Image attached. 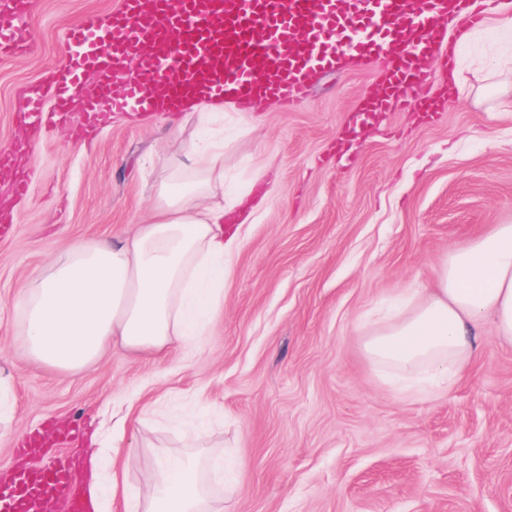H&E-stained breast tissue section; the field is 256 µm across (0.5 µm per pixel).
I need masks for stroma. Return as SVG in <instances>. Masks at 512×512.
I'll use <instances>...</instances> for the list:
<instances>
[{
    "label": "stroma",
    "mask_w": 512,
    "mask_h": 512,
    "mask_svg": "<svg viewBox=\"0 0 512 512\" xmlns=\"http://www.w3.org/2000/svg\"><path fill=\"white\" fill-rule=\"evenodd\" d=\"M121 0H33L29 54L0 59V151L23 149V200L0 201V368L13 412L0 419V475L35 430L80 420L84 438L49 449L93 457L95 432L127 415L117 469L147 500L158 457L198 459L224 512H512V344L485 322L480 354L451 386L383 380L362 326L432 280L453 245L512 224V57L483 31L460 41L461 92L443 111L382 113L342 137L380 84V64L316 75L306 105L224 110V187L264 198L224 286V319L191 355L115 350L77 376L29 363L12 298L72 241L146 219L177 126L196 114H117L91 140L30 134L22 92L64 66L66 31ZM234 471L216 476L213 456Z\"/></svg>",
    "instance_id": "obj_1"
}]
</instances>
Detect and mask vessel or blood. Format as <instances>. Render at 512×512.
<instances>
[{
    "instance_id": "b4317fda",
    "label": "vessel or blood",
    "mask_w": 512,
    "mask_h": 512,
    "mask_svg": "<svg viewBox=\"0 0 512 512\" xmlns=\"http://www.w3.org/2000/svg\"><path fill=\"white\" fill-rule=\"evenodd\" d=\"M498 0H122L109 16L85 15L66 33L68 61L23 93L21 119L40 129L97 126L115 113L178 112L192 99L264 100L303 106L314 73L375 57L383 71L357 125L410 106L439 111L420 95L433 62L454 67L448 25L483 23ZM32 0H0V58L31 51L24 24ZM95 91L79 96L86 82ZM15 195L25 190L23 154L0 153ZM71 457L19 465L0 481V512H90L91 490L77 485Z\"/></svg>"
}]
</instances>
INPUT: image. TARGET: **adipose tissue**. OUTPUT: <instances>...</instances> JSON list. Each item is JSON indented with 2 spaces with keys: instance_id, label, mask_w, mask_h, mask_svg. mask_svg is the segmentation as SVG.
I'll list each match as a JSON object with an SVG mask.
<instances>
[{
  "instance_id": "ef3b65f1",
  "label": "adipose tissue",
  "mask_w": 512,
  "mask_h": 512,
  "mask_svg": "<svg viewBox=\"0 0 512 512\" xmlns=\"http://www.w3.org/2000/svg\"><path fill=\"white\" fill-rule=\"evenodd\" d=\"M199 124L171 155L149 218L127 233L80 239L17 290L15 339L37 365L76 375L113 345L158 354L198 349L224 316V281L240 251L224 195V115L194 101ZM512 342V224H497L442 258L433 282L388 317L363 327L366 358L391 377L444 383L478 355L485 321ZM151 480L159 492L143 512H214L191 462L165 456Z\"/></svg>"
}]
</instances>
